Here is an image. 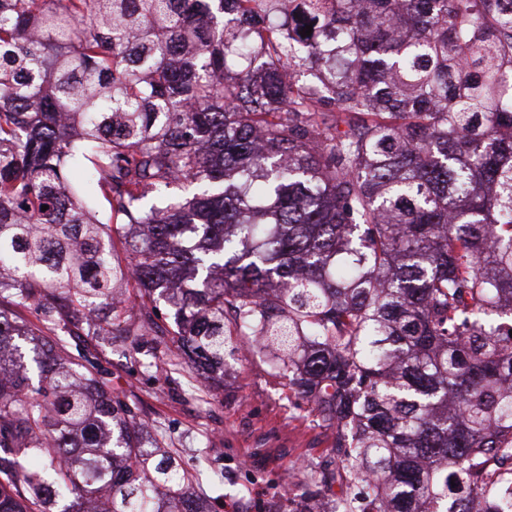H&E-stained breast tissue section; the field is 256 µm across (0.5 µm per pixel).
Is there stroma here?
<instances>
[{
	"instance_id": "obj_1",
	"label": "stroma",
	"mask_w": 512,
	"mask_h": 512,
	"mask_svg": "<svg viewBox=\"0 0 512 512\" xmlns=\"http://www.w3.org/2000/svg\"><path fill=\"white\" fill-rule=\"evenodd\" d=\"M168 320L132 342L69 338L125 396L150 437L164 438L183 467L199 471L197 494L215 512H288V486L309 463L335 459L331 432L315 406L288 387L263 352L243 349L224 363V388L207 391L199 373L161 343Z\"/></svg>"
}]
</instances>
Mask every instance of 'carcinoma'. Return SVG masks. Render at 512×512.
Instances as JSON below:
<instances>
[{
  "instance_id": "obj_1",
  "label": "carcinoma",
  "mask_w": 512,
  "mask_h": 512,
  "mask_svg": "<svg viewBox=\"0 0 512 512\" xmlns=\"http://www.w3.org/2000/svg\"><path fill=\"white\" fill-rule=\"evenodd\" d=\"M504 128L512 0H0V512H212L65 353L127 281L205 383L254 342L317 407L290 512H512Z\"/></svg>"
}]
</instances>
